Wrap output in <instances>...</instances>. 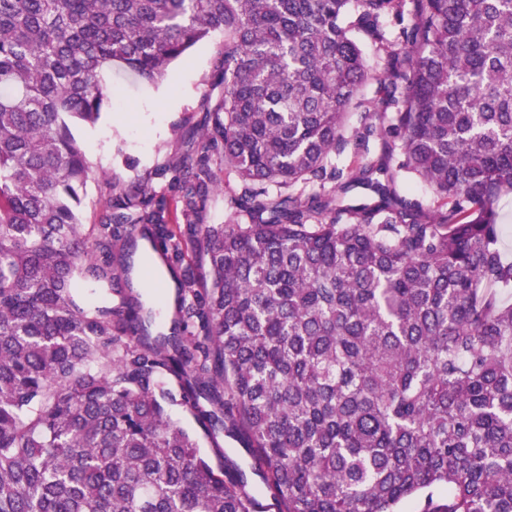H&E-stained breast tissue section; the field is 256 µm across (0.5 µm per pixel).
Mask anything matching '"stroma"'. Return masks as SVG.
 Listing matches in <instances>:
<instances>
[{
    "instance_id": "obj_1",
    "label": "stroma",
    "mask_w": 512,
    "mask_h": 512,
    "mask_svg": "<svg viewBox=\"0 0 512 512\" xmlns=\"http://www.w3.org/2000/svg\"><path fill=\"white\" fill-rule=\"evenodd\" d=\"M223 47V35H213L188 60L171 64L165 80L155 86L125 69H113L111 104L97 125L80 133L90 160L104 173L86 186L81 208L85 234H93L108 212L112 183L175 195L173 163L196 139L210 99L221 92L213 74Z\"/></svg>"
}]
</instances>
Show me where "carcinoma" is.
Here are the masks:
<instances>
[{"label": "carcinoma", "instance_id": "obj_1", "mask_svg": "<svg viewBox=\"0 0 512 512\" xmlns=\"http://www.w3.org/2000/svg\"><path fill=\"white\" fill-rule=\"evenodd\" d=\"M216 31L223 93L175 207L114 184L87 237L77 131L105 75L157 83ZM216 149L236 188L207 224ZM356 185L375 197L346 203ZM509 194L512 0H0V512H260L222 436L276 512H512ZM129 226L207 267L173 275L179 333L151 332ZM363 51L370 71L369 79L361 90V98L365 100V105L372 111L379 112L380 94L377 91L380 87L379 79L384 68L383 54L370 43L364 44ZM396 190L400 195L418 200L425 207L433 206L434 197L430 190L417 179H405L399 177L396 182Z\"/></svg>", "mask_w": 512, "mask_h": 512}]
</instances>
